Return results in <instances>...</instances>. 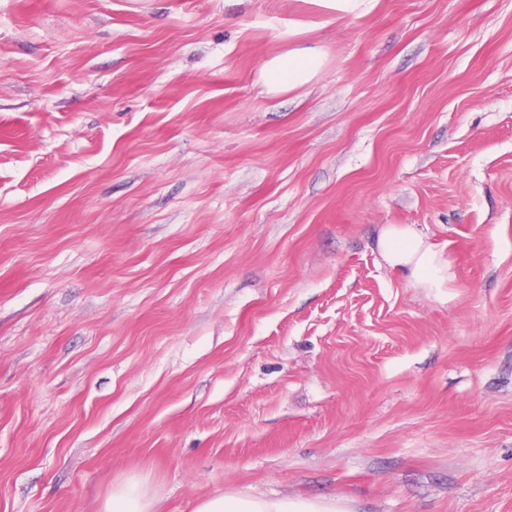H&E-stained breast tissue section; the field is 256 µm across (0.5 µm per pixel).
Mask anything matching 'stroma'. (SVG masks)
<instances>
[{
  "instance_id": "35a3bbf8",
  "label": "stroma",
  "mask_w": 512,
  "mask_h": 512,
  "mask_svg": "<svg viewBox=\"0 0 512 512\" xmlns=\"http://www.w3.org/2000/svg\"><path fill=\"white\" fill-rule=\"evenodd\" d=\"M127 478L512 512V0H0V512ZM315 3L326 9L329 13L336 15L337 21H342L346 15L354 13L361 8L366 2L372 0H313ZM322 59L318 53L292 49L266 60L259 80L269 94H279L303 87L319 72ZM379 247L389 267L409 283L437 285L448 272L438 252L426 245L410 224H390Z\"/></svg>"
}]
</instances>
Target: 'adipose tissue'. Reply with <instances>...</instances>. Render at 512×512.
I'll return each mask as SVG.
<instances>
[{
    "label": "adipose tissue",
    "instance_id": "adipose-tissue-1",
    "mask_svg": "<svg viewBox=\"0 0 512 512\" xmlns=\"http://www.w3.org/2000/svg\"><path fill=\"white\" fill-rule=\"evenodd\" d=\"M318 53L292 49L266 60L259 80L267 93L279 94L303 87L319 72ZM389 267L412 284L436 285L446 276L437 251L425 244L418 232L407 224L385 228L379 242ZM104 512H151V502L140 481L129 478L113 486ZM195 512H323L314 504H291L285 500L244 499L217 494L199 501Z\"/></svg>",
    "mask_w": 512,
    "mask_h": 512
}]
</instances>
